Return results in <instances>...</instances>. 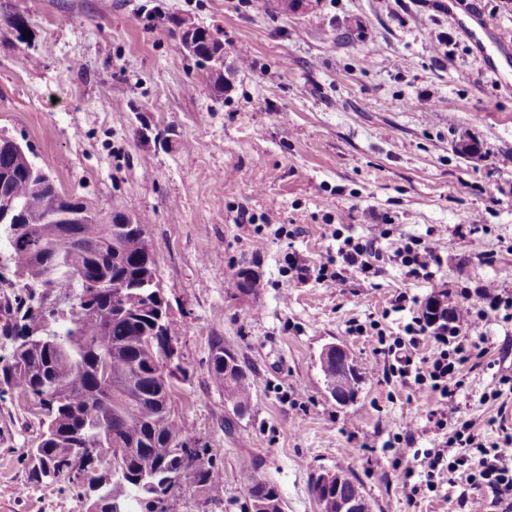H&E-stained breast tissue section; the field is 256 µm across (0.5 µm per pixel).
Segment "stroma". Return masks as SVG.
I'll use <instances>...</instances> for the list:
<instances>
[{"instance_id":"obj_1","label":"stroma","mask_w":512,"mask_h":512,"mask_svg":"<svg viewBox=\"0 0 512 512\" xmlns=\"http://www.w3.org/2000/svg\"><path fill=\"white\" fill-rule=\"evenodd\" d=\"M0 0V128L30 145L65 192L96 213L140 218L171 308L180 369L173 408L218 451L222 492L182 489L171 512H249L251 472L277 485L284 512H321L316 477L344 469L370 512H500L465 480L407 500L419 466L401 448L437 447V394L373 374L379 336L402 335L430 297L494 284L512 294V0ZM219 34L230 89L216 95L166 25ZM277 221L267 224L268 212ZM474 224L475 234L457 225ZM377 237L380 273L339 288L287 273L336 252L335 232ZM415 236L440 259L434 277L394 261ZM259 272L256 293L235 274ZM414 297L411 312L391 300ZM488 366L463 370L456 401L482 439L512 423V321L488 312L465 332ZM252 384L236 413L211 376L215 343ZM344 345L364 374L353 403L331 399L319 356ZM42 427L33 400L0 395V512H86L76 491L34 481L22 457Z\"/></svg>"}]
</instances>
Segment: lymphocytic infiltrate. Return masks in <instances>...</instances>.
I'll return each instance as SVG.
<instances>
[{
    "label": "lymphocytic infiltrate",
    "mask_w": 512,
    "mask_h": 512,
    "mask_svg": "<svg viewBox=\"0 0 512 512\" xmlns=\"http://www.w3.org/2000/svg\"><path fill=\"white\" fill-rule=\"evenodd\" d=\"M375 244L371 241L344 239L336 249V265H320L319 280H331L345 286L357 276L375 274L373 258ZM454 319L438 329H429L427 321L415 316L405 325L402 336L396 337L386 349L393 356L391 374L437 393V407L433 412L435 426L445 434L441 449L415 448L411 454L427 478H434L440 471L464 475L467 483L491 492L495 502L504 512H512V427L500 425L501 435L492 445L482 443L471 431V422L461 420L455 393L459 386L457 377L464 364L471 359L460 338L462 327L483 317L486 310L512 311V296L488 284L464 295L456 304ZM433 332L434 343L422 357L408 356V349L418 348L426 332Z\"/></svg>",
    "instance_id": "1"
}]
</instances>
